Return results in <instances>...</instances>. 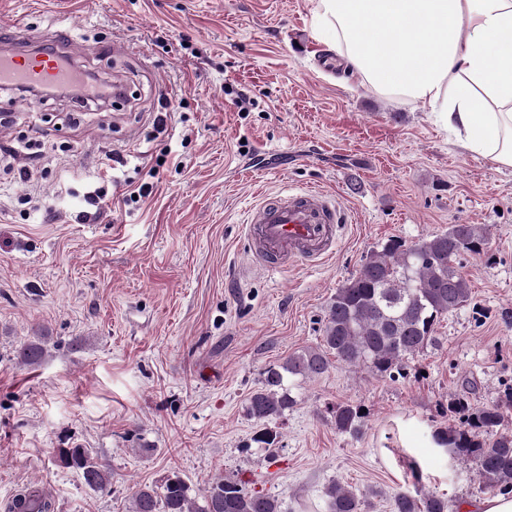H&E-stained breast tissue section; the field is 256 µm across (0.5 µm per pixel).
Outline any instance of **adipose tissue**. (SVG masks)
<instances>
[{"mask_svg": "<svg viewBox=\"0 0 512 512\" xmlns=\"http://www.w3.org/2000/svg\"><path fill=\"white\" fill-rule=\"evenodd\" d=\"M319 36L378 93L430 106L512 168V0H313Z\"/></svg>", "mask_w": 512, "mask_h": 512, "instance_id": "adipose-tissue-1", "label": "adipose tissue"}]
</instances>
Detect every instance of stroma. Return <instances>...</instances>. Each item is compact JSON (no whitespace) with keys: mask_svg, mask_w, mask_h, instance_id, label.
Returning <instances> with one entry per match:
<instances>
[{"mask_svg":"<svg viewBox=\"0 0 512 512\" xmlns=\"http://www.w3.org/2000/svg\"><path fill=\"white\" fill-rule=\"evenodd\" d=\"M312 0H0V24L30 42L74 38V60L125 99L81 108L48 97L25 109L0 89V508L37 484L55 512H130L140 487L179 472L201 490L236 476L278 497L281 512H329L327 488H374L365 512H391L397 490L452 507L483 499L470 464L426 445L455 423L450 394L500 405L512 431V169L449 140L428 108L323 68ZM251 89L241 112L224 93ZM169 111L164 131L158 112ZM273 149L266 172L238 175L243 151ZM30 152H21L22 144ZM110 212L79 222L109 156ZM166 156L157 165V156ZM159 174L153 194L126 197ZM316 187L350 212L334 257L243 273L247 213L260 195ZM452 224L483 227L466 256L470 300L441 319L435 346L406 376L332 364L295 380V406L253 438L248 398L265 370L317 346L326 307L387 239L412 243ZM40 335L46 355L17 349ZM363 406L361 434L330 408ZM415 444L424 472L407 466ZM92 449L112 489H89L57 449Z\"/></svg>","mask_w":512,"mask_h":512,"instance_id":"obj_1","label":"stroma"}]
</instances>
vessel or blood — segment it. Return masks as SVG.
Wrapping results in <instances>:
<instances>
[{
  "instance_id": "1",
  "label": "vessel or blood",
  "mask_w": 512,
  "mask_h": 512,
  "mask_svg": "<svg viewBox=\"0 0 512 512\" xmlns=\"http://www.w3.org/2000/svg\"><path fill=\"white\" fill-rule=\"evenodd\" d=\"M71 44L53 53L15 52L0 55V85H60L74 80ZM349 215L340 197L311 188L291 189L252 208L246 235L254 264L286 269L317 265L334 257L339 234Z\"/></svg>"
}]
</instances>
